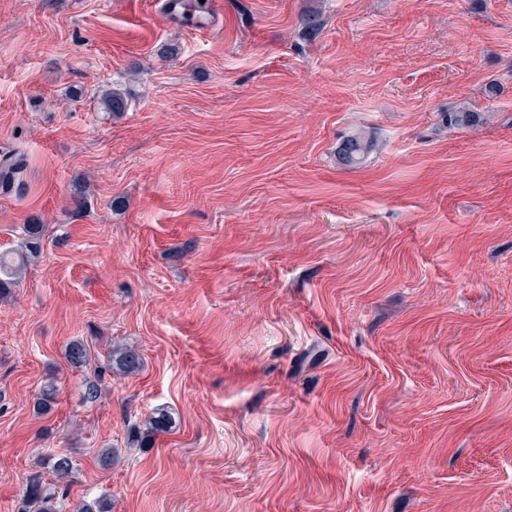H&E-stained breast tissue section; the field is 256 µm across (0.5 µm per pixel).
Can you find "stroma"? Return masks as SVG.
Masks as SVG:
<instances>
[{
	"label": "stroma",
	"mask_w": 512,
	"mask_h": 512,
	"mask_svg": "<svg viewBox=\"0 0 512 512\" xmlns=\"http://www.w3.org/2000/svg\"><path fill=\"white\" fill-rule=\"evenodd\" d=\"M163 2L0 0V512L49 448L64 512H512V0ZM376 148L377 143L374 138L363 132L356 133L341 143L338 150L339 160L345 166L355 167L363 164ZM24 163L19 155H3L0 159V186L5 190L19 181L23 173ZM44 239L43 225L28 224L19 248L0 252V296L17 287L27 266L42 253ZM109 359L111 370L113 363L119 371L128 375L138 372L142 365L141 355L134 349H113L109 354ZM48 468L59 482H70L76 470V463L65 451L51 449L47 455Z\"/></svg>",
	"instance_id": "35a3bbf8"
}]
</instances>
